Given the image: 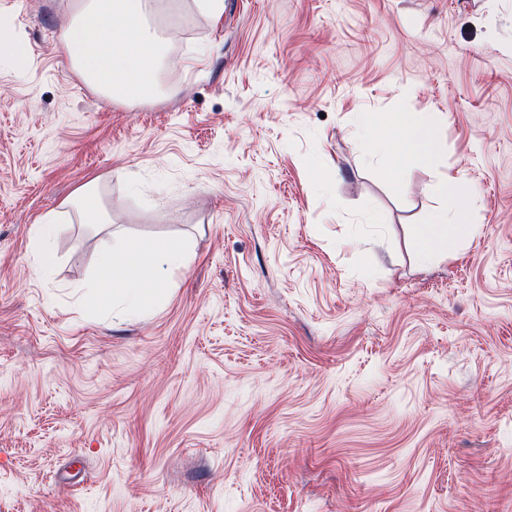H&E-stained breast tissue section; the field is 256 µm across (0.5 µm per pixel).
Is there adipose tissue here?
I'll return each instance as SVG.
<instances>
[{
  "label": "adipose tissue",
  "mask_w": 512,
  "mask_h": 512,
  "mask_svg": "<svg viewBox=\"0 0 512 512\" xmlns=\"http://www.w3.org/2000/svg\"><path fill=\"white\" fill-rule=\"evenodd\" d=\"M155 0H74V18L62 26L58 42L96 89L126 99H139L157 89L163 61V39L149 20ZM441 114L401 113L379 118L367 112L354 118L356 134L372 153L386 156L390 177L406 168L431 163L438 150ZM452 207L433 212L427 223L414 225V258L430 264L449 243L469 238L473 225L464 218L475 197L459 176L444 187ZM189 249L183 240L158 239L144 245L127 241L101 254L103 272L93 284L99 304H120L132 318L144 315L169 293L172 272L185 266Z\"/></svg>",
  "instance_id": "adipose-tissue-1"
}]
</instances>
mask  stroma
<instances>
[{
  "instance_id": "1",
  "label": "stroma",
  "mask_w": 512,
  "mask_h": 512,
  "mask_svg": "<svg viewBox=\"0 0 512 512\" xmlns=\"http://www.w3.org/2000/svg\"><path fill=\"white\" fill-rule=\"evenodd\" d=\"M71 4L0 0V512H512V0H166L137 100L60 49ZM357 112L442 113L437 157L387 180ZM451 175L475 232L422 267ZM163 237L160 305L91 304ZM78 205L82 211V223L84 224H111L103 212V205L97 195L96 186L90 183L81 187L77 193ZM56 224L52 217H47L42 224L35 225L32 231L31 246L34 253L37 270L43 276L53 273L56 264V254L53 241ZM188 259V245L175 238L148 245L128 240L121 248L105 251L98 262L104 275L92 286L98 304L118 303L127 316L141 317L168 295L169 273L184 267Z\"/></svg>"
}]
</instances>
